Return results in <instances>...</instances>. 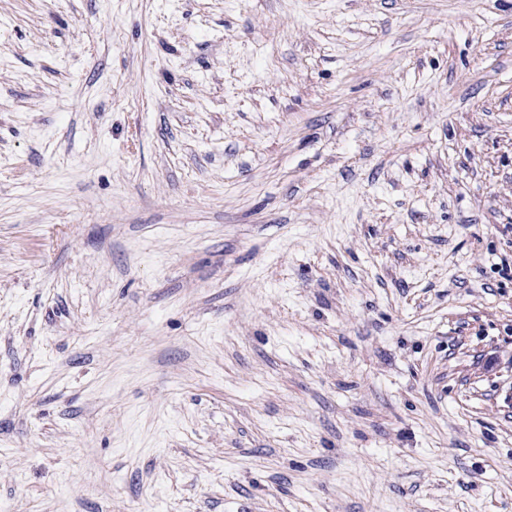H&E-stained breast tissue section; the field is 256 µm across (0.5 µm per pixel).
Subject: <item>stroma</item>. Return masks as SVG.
I'll use <instances>...</instances> for the list:
<instances>
[{"label": "stroma", "instance_id": "1", "mask_svg": "<svg viewBox=\"0 0 512 512\" xmlns=\"http://www.w3.org/2000/svg\"><path fill=\"white\" fill-rule=\"evenodd\" d=\"M512 0H0V512H512Z\"/></svg>", "mask_w": 512, "mask_h": 512}]
</instances>
